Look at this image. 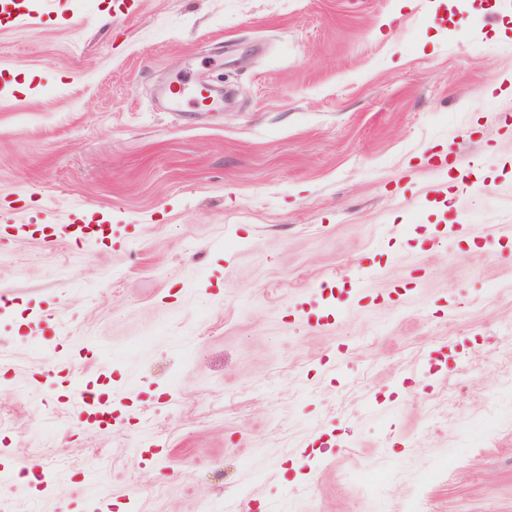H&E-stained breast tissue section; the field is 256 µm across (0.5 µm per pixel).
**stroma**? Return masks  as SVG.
<instances>
[{"instance_id": "1", "label": "stroma", "mask_w": 512, "mask_h": 512, "mask_svg": "<svg viewBox=\"0 0 512 512\" xmlns=\"http://www.w3.org/2000/svg\"><path fill=\"white\" fill-rule=\"evenodd\" d=\"M186 72L219 111L162 107ZM509 115L512 0L0 23V227H112L0 237V465L58 472L12 512H512ZM91 386V384H87L85 388L77 393V396L81 399V422L89 428H96L101 426L98 422L100 412L105 411L106 403L98 400V403H95L93 395L87 391V389ZM110 413V412H108ZM112 416V413H110Z\"/></svg>"}]
</instances>
